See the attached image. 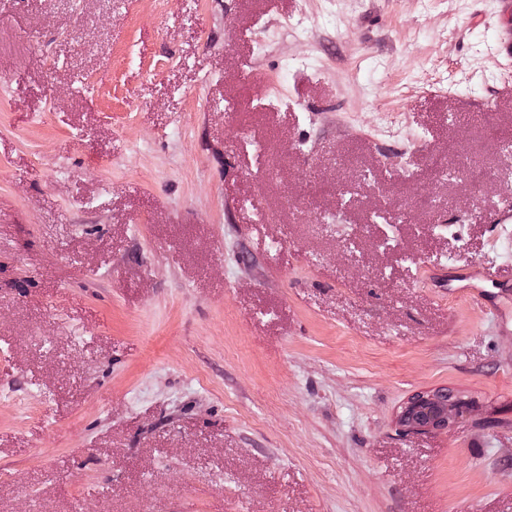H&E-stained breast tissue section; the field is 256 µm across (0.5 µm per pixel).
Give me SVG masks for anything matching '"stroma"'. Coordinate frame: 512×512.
<instances>
[{
    "label": "stroma",
    "mask_w": 512,
    "mask_h": 512,
    "mask_svg": "<svg viewBox=\"0 0 512 512\" xmlns=\"http://www.w3.org/2000/svg\"><path fill=\"white\" fill-rule=\"evenodd\" d=\"M504 24L0 0V512H512ZM418 413H424L428 417V423L425 426L417 425L412 419ZM411 429L410 433L419 432L435 433L448 430L453 427L463 416L458 415L455 405L443 398L440 393L421 394L412 398L408 403H404L398 415L397 422ZM410 422V423H409Z\"/></svg>",
    "instance_id": "obj_1"
}]
</instances>
